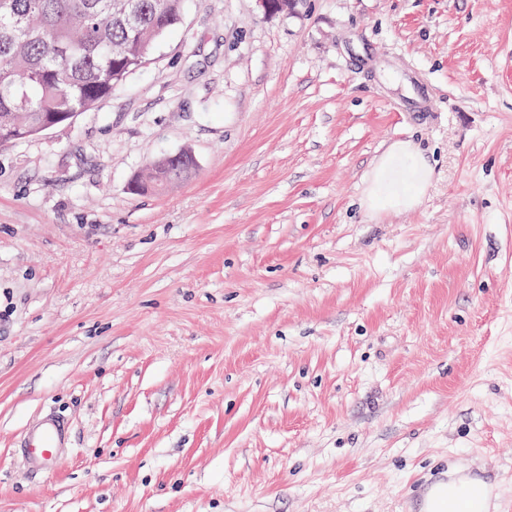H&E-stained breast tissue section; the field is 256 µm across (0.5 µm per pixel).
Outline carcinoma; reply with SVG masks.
Returning <instances> with one entry per match:
<instances>
[{
  "mask_svg": "<svg viewBox=\"0 0 512 512\" xmlns=\"http://www.w3.org/2000/svg\"><path fill=\"white\" fill-rule=\"evenodd\" d=\"M182 9L183 0H0V146L112 97Z\"/></svg>",
  "mask_w": 512,
  "mask_h": 512,
  "instance_id": "1",
  "label": "carcinoma"
}]
</instances>
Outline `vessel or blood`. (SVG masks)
<instances>
[{
  "label": "vessel or blood",
  "instance_id": "1",
  "mask_svg": "<svg viewBox=\"0 0 512 512\" xmlns=\"http://www.w3.org/2000/svg\"><path fill=\"white\" fill-rule=\"evenodd\" d=\"M68 426L64 419L50 414L39 426L27 432L16 452L33 468L54 471L64 459Z\"/></svg>",
  "mask_w": 512,
  "mask_h": 512
}]
</instances>
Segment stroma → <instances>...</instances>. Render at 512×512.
Listing matches in <instances>:
<instances>
[{"instance_id": "1", "label": "stroma", "mask_w": 512, "mask_h": 512, "mask_svg": "<svg viewBox=\"0 0 512 512\" xmlns=\"http://www.w3.org/2000/svg\"><path fill=\"white\" fill-rule=\"evenodd\" d=\"M397 141L431 183L366 211ZM456 467L512 512V0H184L0 148V512H421ZM171 163L175 167H180V172L177 175L170 174ZM197 166L195 156L187 150L178 152L176 154H169L155 159L149 166L153 175L151 179L140 178L136 181L144 183L143 188L135 191L145 192L150 191L152 193H163L173 186L183 182L189 178L194 172ZM146 169V170H147ZM132 185V189L135 188V182ZM67 434L64 419L50 413L27 432L15 452L36 470L52 472L64 459Z\"/></svg>"}]
</instances>
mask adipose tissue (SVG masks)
<instances>
[{
  "label": "adipose tissue",
  "instance_id": "1",
  "mask_svg": "<svg viewBox=\"0 0 512 512\" xmlns=\"http://www.w3.org/2000/svg\"><path fill=\"white\" fill-rule=\"evenodd\" d=\"M431 170L411 143L391 145L369 174L363 202L372 209L409 210L415 208L430 182ZM491 487L483 482L459 477L431 487L427 512H488L493 507Z\"/></svg>",
  "mask_w": 512,
  "mask_h": 512
}]
</instances>
